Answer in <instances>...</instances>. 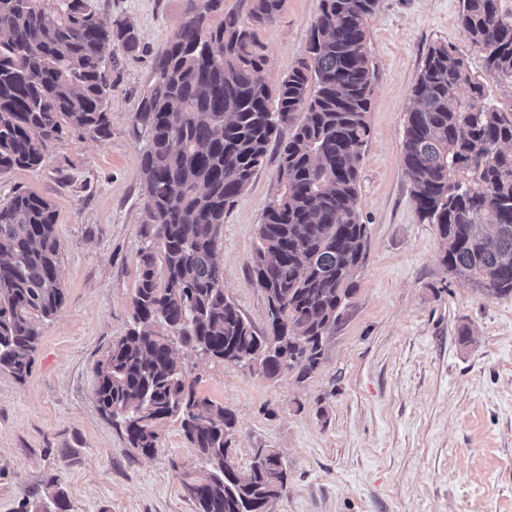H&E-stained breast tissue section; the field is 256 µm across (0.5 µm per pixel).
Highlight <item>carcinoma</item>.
I'll use <instances>...</instances> for the list:
<instances>
[{"label": "carcinoma", "instance_id": "carcinoma-1", "mask_svg": "<svg viewBox=\"0 0 512 512\" xmlns=\"http://www.w3.org/2000/svg\"><path fill=\"white\" fill-rule=\"evenodd\" d=\"M286 0H197L155 64L133 125L142 147L146 223L164 251L158 283L142 251L133 324L96 367L100 409L128 446L150 455L158 424L181 419L202 474H185L194 512H270L287 473L229 458L235 414L196 395L167 327L200 355L274 379L317 369L367 246L356 208L369 139L373 73L366 21L379 0H318L308 57L272 86L258 30ZM459 23L489 78L512 83V17L499 0H462ZM130 24L104 22L89 0H0V172L38 169L64 131L111 134L108 63L135 52ZM468 88V94L461 93ZM402 163L421 221L435 226L443 264L487 299L512 295V113L491 103L465 57L428 48L412 89ZM303 115L297 120V115ZM282 147L278 192L258 231L252 275L269 331L257 333L224 295L215 261L224 214L272 142ZM51 201L16 191L0 202V370L28 374L40 331L64 302Z\"/></svg>", "mask_w": 512, "mask_h": 512}]
</instances>
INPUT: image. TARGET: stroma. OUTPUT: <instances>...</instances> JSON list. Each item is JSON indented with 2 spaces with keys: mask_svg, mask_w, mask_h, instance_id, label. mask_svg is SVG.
Returning a JSON list of instances; mask_svg holds the SVG:
<instances>
[{
  "mask_svg": "<svg viewBox=\"0 0 512 512\" xmlns=\"http://www.w3.org/2000/svg\"><path fill=\"white\" fill-rule=\"evenodd\" d=\"M195 2L91 0L105 22H131L140 41L108 68L111 135L68 131L42 168L0 173V201L20 189L53 203L65 291L40 325L26 377L0 372V512H44L59 491L69 512H194L182 478L196 454L180 420L160 426L152 455L136 453L94 389L97 363L131 324L151 241L133 114L156 56ZM460 8L461 0H379L367 21L374 78L356 203L367 254L310 378L271 380L172 344L197 394L234 411L233 458L245 465L257 449L279 452L288 480L272 512H512V297L483 298L448 274L401 164L429 46L456 47L491 99L512 111V84L487 78ZM317 11L318 0H286L260 31L269 83L306 57ZM283 164L270 148L225 215L216 249L225 295L260 333L267 302L249 269Z\"/></svg>",
  "mask_w": 512,
  "mask_h": 512,
  "instance_id": "obj_1",
  "label": "stroma"
}]
</instances>
